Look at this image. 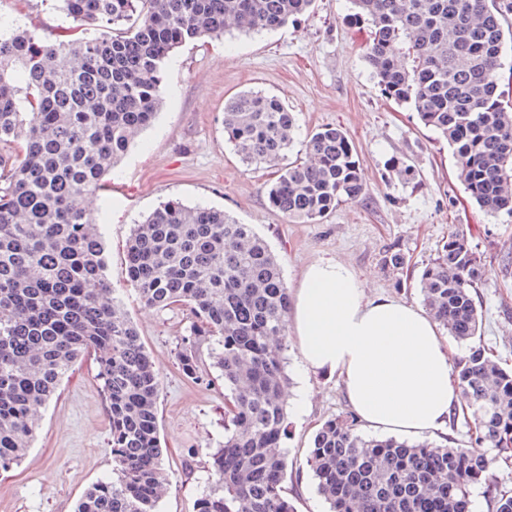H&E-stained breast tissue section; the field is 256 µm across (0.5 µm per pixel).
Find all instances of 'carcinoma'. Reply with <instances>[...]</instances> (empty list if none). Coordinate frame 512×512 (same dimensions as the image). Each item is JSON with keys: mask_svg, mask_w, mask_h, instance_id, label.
I'll use <instances>...</instances> for the list:
<instances>
[{"mask_svg": "<svg viewBox=\"0 0 512 512\" xmlns=\"http://www.w3.org/2000/svg\"><path fill=\"white\" fill-rule=\"evenodd\" d=\"M74 25L47 41L0 17V469L21 462L41 410L92 355L111 422L112 473L75 512H159L170 488L158 433L159 371L106 273L101 227L85 206L107 188L131 133L163 102L174 49L204 37L279 28L313 0H58ZM371 26L365 57L382 94L447 139L458 175L484 210L512 214V99L501 55L512 0H351ZM110 30L90 37L88 26ZM224 141L242 163L279 167L270 205L316 221L366 195L347 134L324 127L305 159L292 112L244 91L224 105ZM125 267L142 302L192 315L178 365L200 381L211 339L227 390L224 445L198 512H294L283 486L288 388L283 354L290 294L278 259L249 224L171 200L134 225ZM481 255L452 230L421 273L430 313L470 345L457 381L469 443L489 450L366 438L347 412L326 420L308 457L330 512H469L479 487L489 512H512L492 471L512 453V368L485 347L476 300Z\"/></svg>", "mask_w": 512, "mask_h": 512, "instance_id": "1", "label": "carcinoma"}]
</instances>
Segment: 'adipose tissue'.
<instances>
[{"instance_id": "adipose-tissue-1", "label": "adipose tissue", "mask_w": 512, "mask_h": 512, "mask_svg": "<svg viewBox=\"0 0 512 512\" xmlns=\"http://www.w3.org/2000/svg\"><path fill=\"white\" fill-rule=\"evenodd\" d=\"M290 326L303 373L338 375L358 421L374 433L419 438L462 409L437 322L415 304L368 296L342 262L304 267Z\"/></svg>"}]
</instances>
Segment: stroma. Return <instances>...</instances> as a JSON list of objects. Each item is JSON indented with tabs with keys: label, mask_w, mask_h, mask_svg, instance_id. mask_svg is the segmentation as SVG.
I'll return each mask as SVG.
<instances>
[{
	"label": "stroma",
	"mask_w": 512,
	"mask_h": 512,
	"mask_svg": "<svg viewBox=\"0 0 512 512\" xmlns=\"http://www.w3.org/2000/svg\"><path fill=\"white\" fill-rule=\"evenodd\" d=\"M0 15L50 39L66 16L54 0H0ZM370 24L355 18L349 0H315L312 11L273 31L229 33L177 49L165 71L164 103L154 124L132 137L113 169V190L90 200L107 244V274L161 376L158 425L171 488L159 512H195L211 482L209 455L224 440V384L188 381L176 349L190 314L144 306L127 280L124 254L131 229L162 202L224 211L255 232L278 257L287 285L321 258L349 265L368 294L422 304L419 278L451 229L476 245L484 267L479 290L481 342L512 367V215L491 214L471 199L446 140L424 127L416 112L382 96L365 59ZM273 93L296 119V138L325 126L341 128L356 147L367 194L315 222L291 220L268 202L270 169L247 167L224 142V103L242 91ZM413 165L417 175L392 177L388 164ZM391 251L404 253L403 271L388 268ZM290 381H302L304 413L290 412L283 446L284 481L297 512H328L307 464L318 427L348 412L339 378L300 379L296 344L286 351ZM110 420L92 358L77 361L42 413L20 464L0 472V512H74L86 490L112 470Z\"/></svg>",
	"instance_id": "stroma-1"
}]
</instances>
